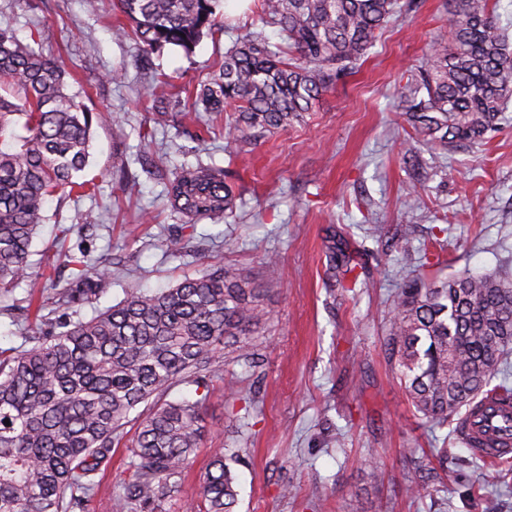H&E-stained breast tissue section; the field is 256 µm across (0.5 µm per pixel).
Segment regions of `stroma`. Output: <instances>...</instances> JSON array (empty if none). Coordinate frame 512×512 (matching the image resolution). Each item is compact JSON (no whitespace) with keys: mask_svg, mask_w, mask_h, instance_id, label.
Here are the masks:
<instances>
[{"mask_svg":"<svg viewBox=\"0 0 512 512\" xmlns=\"http://www.w3.org/2000/svg\"><path fill=\"white\" fill-rule=\"evenodd\" d=\"M418 3L387 25L358 72L303 123L240 160L226 147L223 117L198 141L182 113L237 36L260 30L277 42L257 0L230 11L224 32L192 54L160 56L113 36L112 0L95 12L84 0H0V28L38 42L74 76L71 90L104 112L85 171L98 185L95 196L51 200L31 247L46 296L71 274L62 263L45 267L46 257L80 247L110 269L97 300L78 309L85 319L129 289L173 287L215 258L256 275L267 253L279 255L272 317L256 340L260 365L230 367L240 398H225L223 382L211 386L204 437L165 512L197 500L213 456L225 448L239 456L238 512H512V471L487 484L483 460L453 428L434 430L419 418L385 360V301L412 269L439 280L464 271L512 275V105L483 146L425 150L417 168L402 159L408 133L394 108L397 89L448 22V0ZM143 155L165 170L144 172ZM120 160L129 164L125 185L113 174ZM197 164L223 169L240 195L231 216L190 226L166 205L164 190L171 168ZM417 181L423 202L411 208L406 194ZM173 234L185 242L178 258L163 247ZM335 245L356 252L368 287H330ZM426 249L436 256L427 267ZM27 291L0 293L1 350L27 347L29 336L63 314L51 301L24 310ZM440 447L448 450L443 464L432 454ZM410 448L415 456H407ZM424 467L440 468V482L406 497ZM283 485L291 496L280 497Z\"/></svg>","mask_w":512,"mask_h":512,"instance_id":"stroma-1","label":"stroma"}]
</instances>
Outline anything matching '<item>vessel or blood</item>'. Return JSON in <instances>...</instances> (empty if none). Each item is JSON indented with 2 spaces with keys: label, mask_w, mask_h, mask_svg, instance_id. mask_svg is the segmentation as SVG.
<instances>
[{
  "label": "vessel or blood",
  "mask_w": 512,
  "mask_h": 512,
  "mask_svg": "<svg viewBox=\"0 0 512 512\" xmlns=\"http://www.w3.org/2000/svg\"><path fill=\"white\" fill-rule=\"evenodd\" d=\"M461 425L473 439L476 455L486 460L512 458V405L485 399L470 406Z\"/></svg>",
  "instance_id": "1"
}]
</instances>
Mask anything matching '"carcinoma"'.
I'll return each instance as SVG.
<instances>
[{
  "instance_id": "cac0c4a2",
  "label": "carcinoma",
  "mask_w": 512,
  "mask_h": 512,
  "mask_svg": "<svg viewBox=\"0 0 512 512\" xmlns=\"http://www.w3.org/2000/svg\"><path fill=\"white\" fill-rule=\"evenodd\" d=\"M261 32L236 39L218 72L200 83L187 117L201 125L223 112L224 140L236 157L314 111L369 54L380 30L414 0H259ZM448 31L428 44L421 65L397 92L396 111L414 132L405 163L418 165L417 144L448 150L472 145L495 130L512 100V49L489 0H449ZM125 22L118 39L145 53L194 52L224 30V0H113ZM66 72L41 49L0 29V79L17 91L0 93V289L24 283L38 300L39 274L30 248L46 221L48 201L97 184L81 174L89 164L93 122L101 116L68 91ZM171 207L185 223L226 216L236 207L224 169L184 166L171 173ZM57 260L72 269L57 304L92 302L109 269H89L86 251ZM346 252L330 265V287H367ZM279 258L268 254L262 275L277 281ZM268 289L217 260L197 276L152 293L131 289L118 304L89 319L42 330L30 348L0 351V512H88L97 477L116 448L127 452L128 477L114 498L116 512H162L178 492L204 432L211 383L240 395L224 368L257 366L253 335L271 319ZM387 360L415 412L432 427L448 421L491 390L512 394L503 375L512 357V281L496 273H460L440 284L410 276L388 298ZM184 382L197 398L166 400ZM146 410L135 419L140 405ZM9 423H4V420ZM137 423L133 435L125 427ZM235 454L217 455L205 473L203 505L185 512H236ZM78 489L80 497H66Z\"/></svg>"
}]
</instances>
